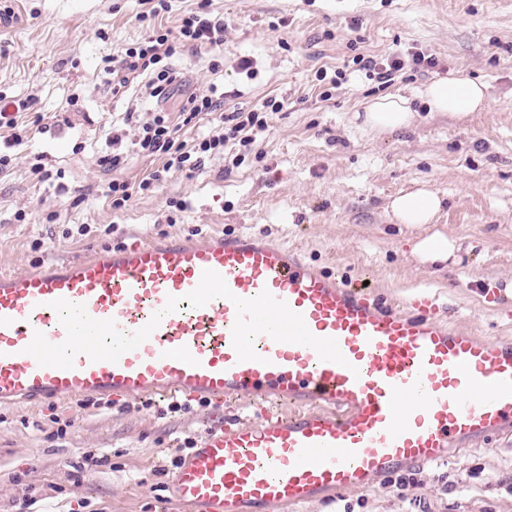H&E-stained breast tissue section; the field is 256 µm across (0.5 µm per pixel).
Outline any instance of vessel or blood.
Listing matches in <instances>:
<instances>
[{
    "label": "vessel or blood",
    "instance_id": "obj_1",
    "mask_svg": "<svg viewBox=\"0 0 512 512\" xmlns=\"http://www.w3.org/2000/svg\"><path fill=\"white\" fill-rule=\"evenodd\" d=\"M207 269L232 296L191 307L185 296ZM264 290L301 314L314 336L335 339L345 364L265 334L254 340L257 360H239L232 299ZM171 296L181 302L167 314ZM58 299L128 334L154 313L163 318L118 361L81 353L72 368L43 367L26 348L38 332L65 340ZM436 309L425 294L406 311L386 306L261 234L122 245L0 275V405L157 393L217 406L234 394L286 402L294 413L211 427L172 477L184 504L285 512L512 434V341L449 327Z\"/></svg>",
    "mask_w": 512,
    "mask_h": 512
}]
</instances>
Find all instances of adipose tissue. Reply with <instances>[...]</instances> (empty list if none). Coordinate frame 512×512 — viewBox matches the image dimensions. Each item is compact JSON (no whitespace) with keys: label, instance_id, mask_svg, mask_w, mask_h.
I'll return each instance as SVG.
<instances>
[{"label":"adipose tissue","instance_id":"ef3b65f1","mask_svg":"<svg viewBox=\"0 0 512 512\" xmlns=\"http://www.w3.org/2000/svg\"><path fill=\"white\" fill-rule=\"evenodd\" d=\"M419 97L429 111L464 117L483 111L487 88L459 72L433 82L420 92ZM416 118L409 99L393 94L372 99L365 109L363 124L376 131L394 132L412 127ZM443 203V197L424 184L391 197L387 204L388 216L394 224L410 228L430 225V232L417 239L413 246V253L420 263L448 262L457 250L454 239L433 227Z\"/></svg>","mask_w":512,"mask_h":512}]
</instances>
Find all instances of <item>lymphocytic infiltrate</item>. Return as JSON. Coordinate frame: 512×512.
Returning <instances> with one entry per match:
<instances>
[{
    "label": "lymphocytic infiltrate",
    "instance_id": "obj_1",
    "mask_svg": "<svg viewBox=\"0 0 512 512\" xmlns=\"http://www.w3.org/2000/svg\"><path fill=\"white\" fill-rule=\"evenodd\" d=\"M223 39V21L202 10L183 18L179 39H170L167 31L155 28L138 45L121 53L108 80L113 94L126 92L131 76H144L148 79L146 87L150 98L158 100L177 95L183 97L185 104L174 117L155 111L124 114L125 123L138 124L141 129L135 143L137 150L156 157L159 164L138 184L120 179L109 181L103 191L105 196L111 197L114 207L124 206L135 194L153 190L166 181L169 174H190L201 169L210 158L223 155L230 144L238 148L232 164L240 166L251 153L257 135L266 130L267 113L283 110V101L271 97L259 110L225 111V95L217 87L198 89L186 72L168 63L177 47L195 48L202 44H217ZM209 115L220 122L218 133L199 137L190 145L180 141L179 133L183 127Z\"/></svg>",
    "mask_w": 512,
    "mask_h": 512
}]
</instances>
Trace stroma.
<instances>
[{
  "mask_svg": "<svg viewBox=\"0 0 512 512\" xmlns=\"http://www.w3.org/2000/svg\"><path fill=\"white\" fill-rule=\"evenodd\" d=\"M224 40L178 52L173 62L200 88L230 91L225 110L269 114L254 155L232 173L210 159L116 208L98 193L118 178L139 182L157 167L128 127L125 166L102 165L112 129L142 109V82L113 96L106 60L145 38L142 0H7L0 19V95L26 100L21 142L0 171V272L20 273L92 250L169 234L256 232L301 249L305 259L352 283L368 282L399 310L427 294L440 321L487 338H512V0H209ZM422 52L435 68L388 84L357 57L403 59ZM253 63V76L239 70ZM338 71L336 86L316 79ZM485 83L483 111L460 119L429 112L416 93L456 72ZM413 96L419 117L379 134L354 115L373 98ZM43 162L51 178L31 168ZM426 182L445 197L437 222L461 249L454 267L420 263L411 250L425 228L391 225L390 197ZM24 213L16 221L15 213ZM86 234H79V227ZM77 398L35 408L0 407V512H204L172 492L187 456L224 411L263 417L246 396L223 409L199 400ZM103 457L88 466L85 457ZM413 481L398 495L389 478L322 495L293 512H512V437L446 461L398 471Z\"/></svg>",
  "mask_w": 512,
  "mask_h": 512,
  "instance_id": "35a3bbf8",
  "label": "stroma"
}]
</instances>
